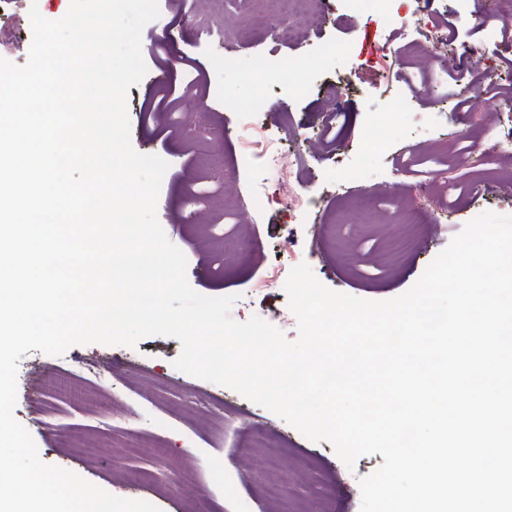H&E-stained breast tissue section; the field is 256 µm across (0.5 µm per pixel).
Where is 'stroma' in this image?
I'll return each instance as SVG.
<instances>
[{
    "instance_id": "stroma-1",
    "label": "stroma",
    "mask_w": 512,
    "mask_h": 512,
    "mask_svg": "<svg viewBox=\"0 0 512 512\" xmlns=\"http://www.w3.org/2000/svg\"><path fill=\"white\" fill-rule=\"evenodd\" d=\"M47 19L67 12L70 0H0V57L25 65L33 33L28 12ZM424 16L463 69L471 98L484 71L496 67L500 88L512 97V38L491 33L482 0H424ZM160 16L142 31L147 72L131 86L128 115L135 150L168 162L157 218L187 258L186 277L198 293L234 296L230 316L271 320L288 311L285 289L266 286L307 263L331 290L381 301L408 290L471 220L473 211L512 215V191L483 178L482 166L442 167L439 194H424L416 170L388 172L390 158L438 141L454 151L457 137L483 124V109L457 110L442 89L441 67L406 46L402 29L376 14L349 13L343 0H326L298 38L280 41L287 12L268 13L264 0H161ZM344 45L363 56L349 69L334 54ZM287 56L300 61L303 93L264 67ZM193 59L202 84L185 90L183 62ZM422 74L435 97L396 98L406 77ZM182 89L175 116L150 111L167 87ZM496 109V134L512 132V108ZM203 133L188 139L186 129ZM285 147L307 208L289 211L279 183L265 179L261 213L241 210L248 179L225 183L214 168L234 167L247 134ZM386 170L377 195L339 197L336 181L350 168ZM442 221L399 266L385 255L398 232V211L414 205ZM181 350L172 336L155 335L136 347L75 345L63 355L29 351L17 372L14 416L33 437L42 462L70 470L118 497L152 503L160 512H360L359 481L383 463L359 456L346 467L331 443L307 439L289 423L235 390L188 375L173 365ZM279 432L288 456H241L243 440L258 428ZM152 471V482L126 476Z\"/></svg>"
}]
</instances>
